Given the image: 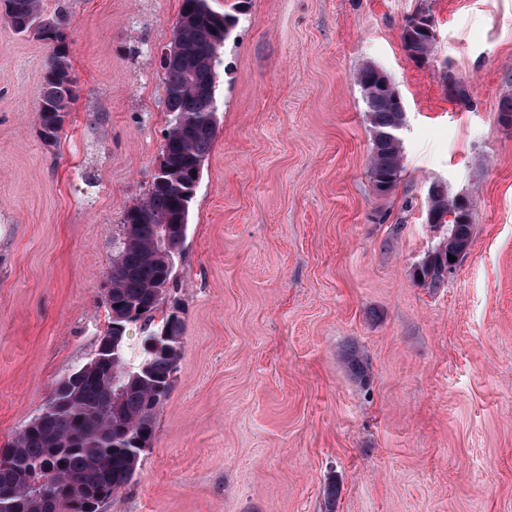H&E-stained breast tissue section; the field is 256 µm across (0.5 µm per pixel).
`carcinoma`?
Here are the masks:
<instances>
[{"instance_id": "cac0c4a2", "label": "carcinoma", "mask_w": 512, "mask_h": 512, "mask_svg": "<svg viewBox=\"0 0 512 512\" xmlns=\"http://www.w3.org/2000/svg\"><path fill=\"white\" fill-rule=\"evenodd\" d=\"M0 16L17 34L34 32L49 47L47 67L38 92V121L44 141L58 139L70 105L77 96L70 52L64 33L65 15L45 13L42 0H0ZM246 11L238 0L233 11H215L210 0H182L173 39L179 53L162 66L165 107L170 120L162 151L166 170L153 176L141 201L125 211L126 245L112 259L105 306L109 333L121 340L99 342L93 357L96 369L59 382L41 413L25 425L11 443L0 448V512H99L100 505L128 486L136 475L143 447L155 437L154 416L167 399L181 353L183 320L173 311L158 330L167 331L169 345L142 349L132 363L126 352L129 324L142 322L150 339L164 287L175 268L160 253L162 227H173L171 251L181 247L180 226L188 225L197 165L210 153L216 138L212 116L217 112L215 66L219 52ZM412 57L430 60L435 52L433 18L402 32ZM372 127L370 176L380 193H387L404 173L399 127L404 123L402 101L382 70L366 65L357 74ZM429 210L448 226L443 242L418 268L423 279L441 282L448 269L441 255L463 252L471 241V202L448 198L440 191ZM342 361L359 380L367 381L368 366L350 349Z\"/></svg>"}]
</instances>
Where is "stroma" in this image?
<instances>
[{"label":"stroma","mask_w":512,"mask_h":512,"mask_svg":"<svg viewBox=\"0 0 512 512\" xmlns=\"http://www.w3.org/2000/svg\"><path fill=\"white\" fill-rule=\"evenodd\" d=\"M430 2L423 64L401 38L418 0H249L160 307L184 322L174 385L99 512H512V0ZM43 5L67 8L78 95L47 145L48 46L0 20V447L109 324L123 214L169 124L159 59L181 0ZM368 64L405 109L386 193L369 176ZM436 183L470 200L472 237L433 286L415 270L445 234L428 221Z\"/></svg>","instance_id":"35a3bbf8"}]
</instances>
